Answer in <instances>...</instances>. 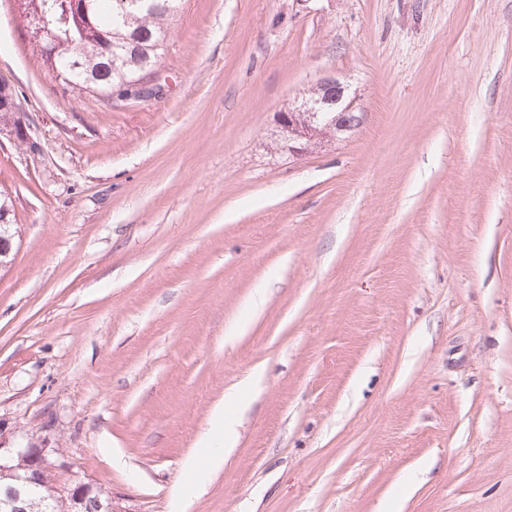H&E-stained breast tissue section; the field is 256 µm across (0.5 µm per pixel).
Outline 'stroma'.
Returning <instances> with one entry per match:
<instances>
[{"label": "stroma", "mask_w": 512, "mask_h": 512, "mask_svg": "<svg viewBox=\"0 0 512 512\" xmlns=\"http://www.w3.org/2000/svg\"><path fill=\"white\" fill-rule=\"evenodd\" d=\"M14 14L10 442L118 512H512V0H185L165 96L122 109ZM329 75L364 121L291 157L277 114Z\"/></svg>", "instance_id": "35a3bbf8"}]
</instances>
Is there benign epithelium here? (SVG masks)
Segmentation results:
<instances>
[{"instance_id":"7a95c632","label":"benign epithelium","mask_w":512,"mask_h":512,"mask_svg":"<svg viewBox=\"0 0 512 512\" xmlns=\"http://www.w3.org/2000/svg\"><path fill=\"white\" fill-rule=\"evenodd\" d=\"M347 85L340 79L329 76L317 83L311 95L299 105L277 114V121L286 133L288 154L296 157L301 147L296 141L304 139L317 142L327 131L336 134L356 129L362 122V112L355 106V98L347 95ZM166 93V81L161 71L151 68L134 79L123 94L113 95L112 104L121 106L130 101H145L162 97ZM0 104L14 111L17 121L0 126V138L13 142L31 143L30 125L26 124L14 88L0 80ZM308 113L305 126L296 124L298 113ZM10 225L0 224V267L7 266L5 258L12 252L13 238ZM58 474L61 480L54 492L57 496V512H79L86 498L93 490L90 482L77 478L66 455L59 448L50 446L45 440L31 441L24 447L12 448L5 445L3 430L0 429V477H10L26 485L40 486L47 476Z\"/></svg>"}]
</instances>
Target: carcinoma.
<instances>
[{
  "label": "carcinoma",
  "instance_id": "cac0c4a2",
  "mask_svg": "<svg viewBox=\"0 0 512 512\" xmlns=\"http://www.w3.org/2000/svg\"><path fill=\"white\" fill-rule=\"evenodd\" d=\"M184 0H86V11L71 0H25L17 16L33 55L75 99L91 96L110 103L112 89L140 73L139 65L157 64L164 55L170 23ZM48 27L33 25L35 18ZM55 39V61L69 64L63 75L53 73L37 45Z\"/></svg>",
  "mask_w": 512,
  "mask_h": 512
}]
</instances>
